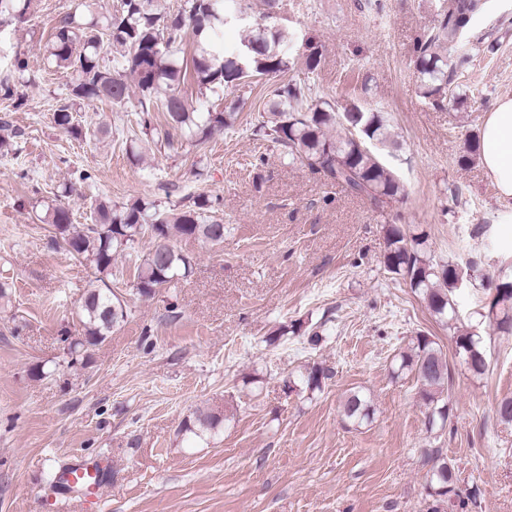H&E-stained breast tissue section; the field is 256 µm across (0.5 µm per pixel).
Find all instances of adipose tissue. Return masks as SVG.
<instances>
[{"instance_id":"1","label":"adipose tissue","mask_w":512,"mask_h":512,"mask_svg":"<svg viewBox=\"0 0 512 512\" xmlns=\"http://www.w3.org/2000/svg\"><path fill=\"white\" fill-rule=\"evenodd\" d=\"M482 167L503 205L512 204V96L499 97L481 127Z\"/></svg>"}]
</instances>
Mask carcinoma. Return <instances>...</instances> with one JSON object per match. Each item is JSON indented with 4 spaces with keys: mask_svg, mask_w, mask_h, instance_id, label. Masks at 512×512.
<instances>
[{
    "mask_svg": "<svg viewBox=\"0 0 512 512\" xmlns=\"http://www.w3.org/2000/svg\"><path fill=\"white\" fill-rule=\"evenodd\" d=\"M36 0H0V26L34 15ZM228 0H184L174 12L159 10L155 0H117L112 12L99 19L83 20L77 11L59 14L53 27L48 53L52 65L69 70L73 82L69 101L54 112L55 123L75 140L87 137L86 129L74 116L72 102L108 101L122 106L137 99L139 130L125 139V150L134 155L139 136H153L173 146L170 129L199 147L211 135L231 129L238 119L237 107L215 110L208 96L217 90L246 88L263 77L285 76L292 68L288 27H257L246 32L239 51L231 56L217 50L224 28L241 21L226 7ZM485 0H443L434 28L422 35L413 48L414 65L423 98L442 102L464 58L459 55ZM192 36L195 52L185 55L184 40ZM114 53L115 65L106 70L100 55ZM307 73L320 64V52L313 42L304 43ZM28 68L26 58L17 55L10 72L0 78V96H14L13 75ZM196 90L195 99L186 87ZM291 161L323 170L348 192L382 206L405 195L399 178L380 160L372 147H395L388 131L385 112H364L352 105L336 111L329 101L317 96L310 79H289L271 90L267 110L258 128ZM16 132L0 118V151H17ZM218 197L205 193L189 195L178 208L165 209L141 198L121 205L100 199L93 207L91 223L76 229L70 209L57 203L47 206L40 221L53 227L55 238L74 257L95 270L96 286L81 299V332L69 342L70 349L90 357L92 348L104 342L127 318L124 302L112 292V260L118 251L132 250L146 236L153 247L137 266L136 291L150 296L182 280L192 272V259L176 245L180 238H197L213 245L224 242V222L216 215ZM384 267L423 297L431 313L442 323L456 319L454 296L463 287L460 269L449 261L436 262L428 256V236L397 224L384 230ZM481 286L495 291L486 317L498 330L512 332V280L480 274ZM456 353L474 375L486 370V352L481 336L457 334ZM414 372L418 394L426 406L425 425L429 432L445 429L452 416L448 363L437 342L424 333L411 338L410 352L395 359L392 373ZM343 416L354 424L370 419L372 409L364 394L353 392L342 403ZM427 480L431 498L427 512H469L474 494L458 487L455 465L433 448Z\"/></svg>",
    "mask_w": 512,
    "mask_h": 512,
    "instance_id": "cac0c4a2",
    "label": "carcinoma"
}]
</instances>
